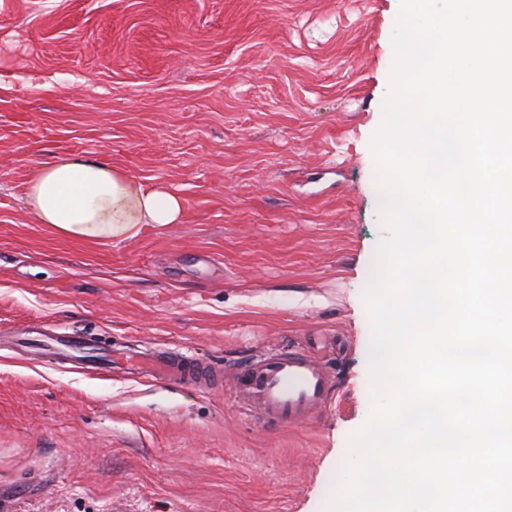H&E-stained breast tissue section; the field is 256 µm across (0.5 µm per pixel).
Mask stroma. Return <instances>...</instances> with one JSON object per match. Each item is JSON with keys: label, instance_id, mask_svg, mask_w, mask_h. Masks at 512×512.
<instances>
[{"label": "stroma", "instance_id": "obj_1", "mask_svg": "<svg viewBox=\"0 0 512 512\" xmlns=\"http://www.w3.org/2000/svg\"><path fill=\"white\" fill-rule=\"evenodd\" d=\"M401 0H0V327L225 373L299 343L338 396L293 429L229 389L79 369L0 344V512H320L371 415L372 139ZM62 155L124 165L185 220L80 243L21 202ZM349 346L337 352L334 340Z\"/></svg>", "mask_w": 512, "mask_h": 512}]
</instances>
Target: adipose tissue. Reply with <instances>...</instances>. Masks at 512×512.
Wrapping results in <instances>:
<instances>
[{"label": "adipose tissue", "instance_id": "adipose-tissue-1", "mask_svg": "<svg viewBox=\"0 0 512 512\" xmlns=\"http://www.w3.org/2000/svg\"><path fill=\"white\" fill-rule=\"evenodd\" d=\"M23 201L38 223L79 242L133 238L183 223L184 198L166 184L132 176L95 158H60L36 167Z\"/></svg>", "mask_w": 512, "mask_h": 512}]
</instances>
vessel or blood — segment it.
<instances>
[{
  "mask_svg": "<svg viewBox=\"0 0 512 512\" xmlns=\"http://www.w3.org/2000/svg\"><path fill=\"white\" fill-rule=\"evenodd\" d=\"M36 342L51 340L59 353L77 359L89 369H101L99 347L89 336H64L51 328L35 331ZM110 362L118 369L134 370L172 385L222 382L223 369L197 358L164 351L115 352ZM235 393L242 409L260 420L293 428L312 422L326 412L337 390L333 375L319 358L291 345L258 355L237 368Z\"/></svg>",
  "mask_w": 512,
  "mask_h": 512,
  "instance_id": "vessel-or-blood-1",
  "label": "vessel or blood"
}]
</instances>
